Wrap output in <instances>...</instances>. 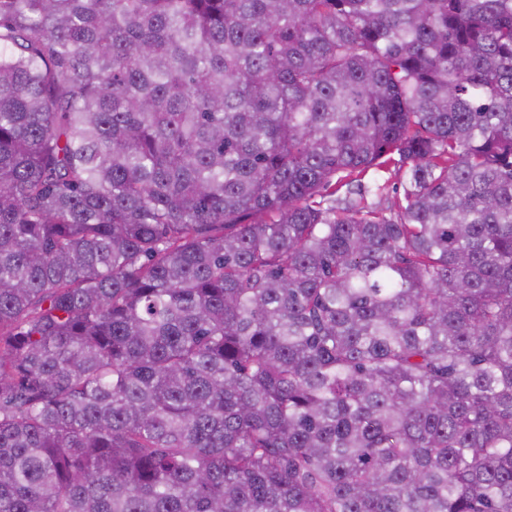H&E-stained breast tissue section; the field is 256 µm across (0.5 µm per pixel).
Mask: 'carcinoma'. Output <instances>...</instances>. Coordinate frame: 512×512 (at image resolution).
Returning <instances> with one entry per match:
<instances>
[{
	"instance_id": "1",
	"label": "carcinoma",
	"mask_w": 512,
	"mask_h": 512,
	"mask_svg": "<svg viewBox=\"0 0 512 512\" xmlns=\"http://www.w3.org/2000/svg\"><path fill=\"white\" fill-rule=\"evenodd\" d=\"M0 512H512V0H0ZM401 177L402 173H398L394 167H390L388 170H370L363 180L364 186L370 190L369 194H367L368 202L379 200V197L375 195L377 186L384 187L383 198H388L389 201L393 202V196L395 195L392 192V188L393 186H399Z\"/></svg>"
}]
</instances>
